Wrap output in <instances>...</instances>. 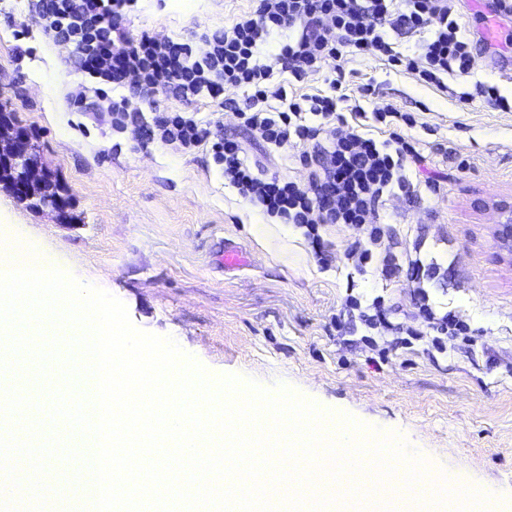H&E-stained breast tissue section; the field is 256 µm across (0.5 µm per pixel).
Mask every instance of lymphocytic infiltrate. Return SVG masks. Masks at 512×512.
I'll return each instance as SVG.
<instances>
[{
	"instance_id": "obj_1",
	"label": "lymphocytic infiltrate",
	"mask_w": 512,
	"mask_h": 512,
	"mask_svg": "<svg viewBox=\"0 0 512 512\" xmlns=\"http://www.w3.org/2000/svg\"><path fill=\"white\" fill-rule=\"evenodd\" d=\"M136 3L39 0L38 28L49 40L72 46L86 78L70 95L71 107L86 111L88 98L96 97L97 112L121 130L140 115L128 98H110L112 89L126 87L140 97L163 90L186 102L217 99L229 88L244 91L245 107L230 100L227 108L236 109L241 125L272 148L303 145L305 184L261 170L237 140L224 136L217 120L159 112L145 137L181 153L209 147L240 198L268 218L303 228L316 255L325 251V227L358 230L346 253L354 269L372 267L389 278L409 266L422 326L440 336L471 338L467 321L432 310L425 284L435 266L418 258L401 260L382 214L386 197L414 193L412 175L429 164L411 134L417 119L390 102L374 107L379 85H351L346 73L350 61L372 59L440 89L446 79L468 75L473 43L459 24L454 0H250L247 11L203 34L205 49L199 53L191 43L157 32L129 37L121 23ZM402 31L426 37L405 54L392 40ZM280 72L298 82L322 76L325 88L291 92L277 81Z\"/></svg>"
}]
</instances>
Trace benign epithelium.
<instances>
[{
    "label": "benign epithelium",
    "mask_w": 512,
    "mask_h": 512,
    "mask_svg": "<svg viewBox=\"0 0 512 512\" xmlns=\"http://www.w3.org/2000/svg\"><path fill=\"white\" fill-rule=\"evenodd\" d=\"M14 169L15 177L6 181L18 197L29 196L38 201L39 208H48L61 217H67L68 198L50 189L47 174L34 169L32 143L27 131L17 125L8 114L0 113V169ZM505 221L499 222L495 230L497 247L512 259V207L504 206Z\"/></svg>",
    "instance_id": "benign-epithelium-1"
}]
</instances>
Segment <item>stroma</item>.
<instances>
[{
    "instance_id": "stroma-1",
    "label": "stroma",
    "mask_w": 512,
    "mask_h": 512,
    "mask_svg": "<svg viewBox=\"0 0 512 512\" xmlns=\"http://www.w3.org/2000/svg\"><path fill=\"white\" fill-rule=\"evenodd\" d=\"M37 0H0V112L26 129L39 168L71 206L68 220L33 209L0 185V225H16L32 246L53 254L79 281L120 299L143 331L172 337L211 378L241 375L285 384L318 406L397 433L456 486L512 497V263L494 239L495 202L512 199V112L478 104L460 111L447 94L378 62L355 60V83L376 80L383 96L419 114L413 129L443 174L440 194L418 189L388 198L392 245L437 263L427 286L433 307L474 329L473 341L430 337L400 344L412 325L413 285L361 273L346 260L355 231H323L318 260L302 229L265 219L224 182L207 149L182 154L143 139L138 125L116 131L71 109L81 81L71 48L43 37ZM249 0H139L124 26L198 39L246 11ZM145 118L180 111L220 118L240 135L220 101L191 102L158 91L133 98ZM250 159L305 182L301 146L270 149L245 139ZM468 161L457 170L443 147ZM263 234H256V225ZM246 250L249 266L228 269L225 244ZM381 300L389 327L359 319L337 329L348 296Z\"/></svg>"
}]
</instances>
